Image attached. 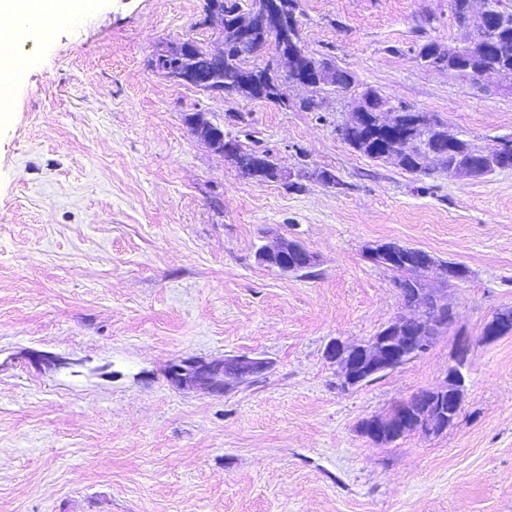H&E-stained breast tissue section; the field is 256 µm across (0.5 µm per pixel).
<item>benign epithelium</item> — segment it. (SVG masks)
Returning <instances> with one entry per match:
<instances>
[{
  "label": "benign epithelium",
  "mask_w": 512,
  "mask_h": 512,
  "mask_svg": "<svg viewBox=\"0 0 512 512\" xmlns=\"http://www.w3.org/2000/svg\"><path fill=\"white\" fill-rule=\"evenodd\" d=\"M226 0H204L206 23L212 26L226 42L236 45L239 56L247 61L259 55L269 43L277 46V55L269 63L274 77L259 79L254 70L244 68L240 73V82L251 92L255 100H268L281 106L288 103L286 86L301 85L322 92L328 88L352 87L349 73L345 80L337 81L336 65L314 62L307 68L298 66V60L310 57L301 42L294 41V30L299 28L297 0H252V5L242 21L232 28L224 23ZM466 25L458 28L459 38L455 45H439L446 54V61L440 67L468 76L478 83L489 74L482 67V61L504 50L494 34L502 23L498 9L487 4L473 8V0H468ZM200 49L193 40L180 42H161L151 59V69L183 85L193 86L206 93L210 86L224 71V49L208 50L210 66L207 72L200 74L192 70L175 66L172 61ZM188 126L192 135L206 144L213 152L222 155L243 176L263 181L274 171L275 180H283L286 175L277 166L267 168L265 162L255 155L246 154L237 140L224 135V128L213 122L204 112L191 114ZM512 150V143L501 141L493 147L478 148L469 146L470 159L466 167L451 169L450 177H474L477 172H487L482 167L486 163L494 166L498 155ZM367 257L390 268L402 266V272L413 274L421 267L433 263L431 258L408 257L395 242H383L366 249ZM258 261L282 273H298L311 268L315 257L300 242L285 236H277L269 245L257 250ZM415 299L427 301L430 310L422 314L420 306L411 304L405 297V289H400L404 306L411 310L392 320L369 342L348 345L336 338L325 349L326 359L337 367L336 386L341 390L358 387L372 378L389 370H394L431 346L435 335L448 327L451 313L448 309V297L436 294L425 287L413 289ZM512 332V316L498 313L492 317L484 329V338L494 339ZM467 348L461 347L456 364L448 369L443 385L423 390L407 401L397 405L384 416H374L362 422V434L377 444H390L411 432L425 436H437L453 426L459 417L464 403L465 366ZM269 362L248 356H236L222 360H206L200 357H188L172 362L167 371L168 381L179 386H198L216 394H222L249 378L263 373Z\"/></svg>",
  "instance_id": "1"
}]
</instances>
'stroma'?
<instances>
[{"mask_svg": "<svg viewBox=\"0 0 512 512\" xmlns=\"http://www.w3.org/2000/svg\"><path fill=\"white\" fill-rule=\"evenodd\" d=\"M204 0H70L15 44L0 119V512H512V168L416 176L339 134L359 90L432 115L479 148L512 139V84L423 66L454 44L448 0H300L305 49L354 87L285 109L176 84L162 41L218 47ZM207 113L247 149L304 172L298 188L242 178L194 139ZM334 173L340 188L315 174ZM276 230L317 258L283 274L255 258ZM398 241L466 267L429 349L336 387L334 338L370 340L402 310ZM467 345L464 405L438 436L388 445L364 418L441 385ZM59 359L35 367L31 354ZM247 355L262 374L221 395L175 387L179 358ZM401 247L403 249L410 248L409 246L405 245L400 246L398 243L395 242L377 243L376 245L367 247L366 255L373 262L385 265L387 267H390L391 269L400 271L402 273L411 274L412 277H409L408 280L410 282H414V280H416V271H418L421 267L425 266L422 269V271H424L425 268H427V266L432 265L433 260H431V257H408L402 253ZM399 265L402 266V270H398L395 268Z\"/></svg>", "mask_w": 512, "mask_h": 512, "instance_id": "1", "label": "stroma"}]
</instances>
